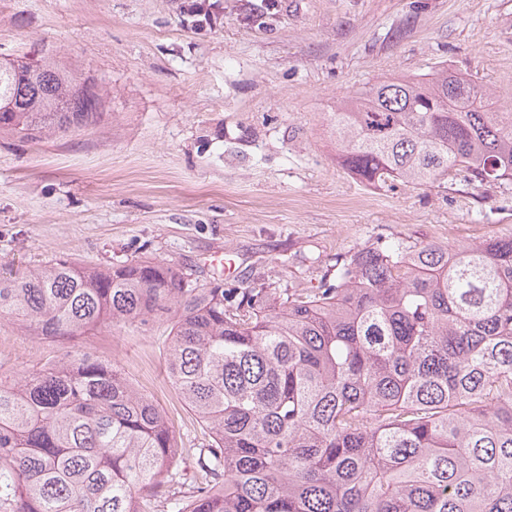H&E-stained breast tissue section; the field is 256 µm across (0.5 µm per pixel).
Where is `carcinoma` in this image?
<instances>
[{
	"label": "carcinoma",
	"mask_w": 512,
	"mask_h": 512,
	"mask_svg": "<svg viewBox=\"0 0 512 512\" xmlns=\"http://www.w3.org/2000/svg\"><path fill=\"white\" fill-rule=\"evenodd\" d=\"M0 67V132L99 116L71 69ZM369 184L512 180V111L447 67L336 107ZM171 322L168 376L208 443L192 469L158 406L85 353L0 384V512H512V238L386 243L316 288H187L175 269L68 259L0 278V321L73 337Z\"/></svg>",
	"instance_id": "carcinoma-1"
}]
</instances>
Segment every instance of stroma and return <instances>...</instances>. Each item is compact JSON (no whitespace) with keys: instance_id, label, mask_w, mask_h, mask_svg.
Returning <instances> with one entry per match:
<instances>
[{"instance_id":"1","label":"stroma","mask_w":512,"mask_h":512,"mask_svg":"<svg viewBox=\"0 0 512 512\" xmlns=\"http://www.w3.org/2000/svg\"><path fill=\"white\" fill-rule=\"evenodd\" d=\"M181 4L0 0V61L56 55L102 98L81 130L0 134V274L147 259L193 288L299 290L388 241L512 237V182L362 183L336 162L334 122L344 97L443 64L512 108V0H219L204 30ZM169 331L106 323L40 340L5 321L0 382L107 360L163 411L189 464L208 437L167 374Z\"/></svg>"}]
</instances>
